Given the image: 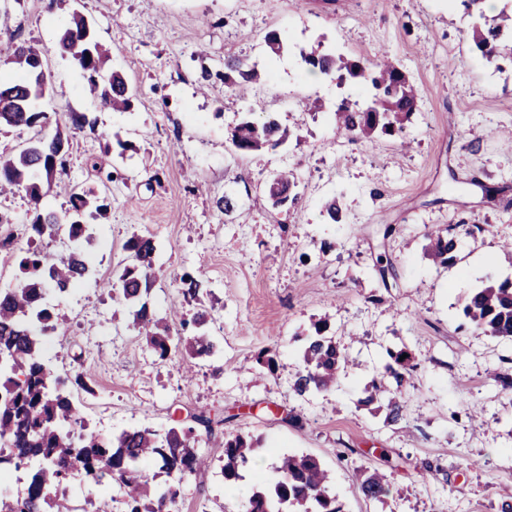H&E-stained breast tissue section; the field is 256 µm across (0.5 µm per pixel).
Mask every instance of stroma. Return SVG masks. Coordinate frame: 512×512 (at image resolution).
<instances>
[{
	"instance_id": "35a3bbf8",
	"label": "stroma",
	"mask_w": 512,
	"mask_h": 512,
	"mask_svg": "<svg viewBox=\"0 0 512 512\" xmlns=\"http://www.w3.org/2000/svg\"><path fill=\"white\" fill-rule=\"evenodd\" d=\"M0 0L12 17L0 49L33 42L45 54L47 82L59 89L52 110L94 121L71 130L65 174L45 205L64 210L75 192L107 207L93 221L91 273L67 294L47 292L60 317L44 337V356L59 374L83 373L92 392L76 396L88 428L104 436L131 428L167 429L199 412L219 418L198 446L209 468L180 487L172 512H238L278 457L304 452L334 476L343 512H496L512 499V340L465 323L471 289L512 277V64L490 66L469 37L472 18L460 0ZM82 13L112 67L134 90L126 112L104 109L82 72L58 51L72 12ZM288 46L270 57L264 36ZM321 43L345 57L395 55L416 89L417 109L404 132L354 140L336 130L341 100L365 103L363 86L316 76L298 47ZM267 75L241 97L220 80L226 54ZM214 72L207 93L202 69ZM319 100L318 111L305 109ZM275 112L285 141L235 151L243 120ZM102 163L101 170L90 166ZM293 171V203L273 207L266 187ZM500 189L486 199L482 185ZM237 198L226 214L215 201ZM337 200L339 221L324 205ZM392 235H385L386 226ZM459 235L448 266L424 254L438 227ZM135 234L156 243V314L180 324L197 310L179 278L203 279L215 305L209 333L218 355L181 361L155 357L99 286L125 258ZM396 284L384 288L378 259ZM327 321L352 362L329 391L298 396L302 335ZM407 346L417 363L399 424L366 387L387 363V349ZM271 350L275 373L257 357ZM255 442L257 468L225 481L224 440ZM432 471H425V464ZM379 470L391 486L385 502L364 498L358 470Z\"/></svg>"
}]
</instances>
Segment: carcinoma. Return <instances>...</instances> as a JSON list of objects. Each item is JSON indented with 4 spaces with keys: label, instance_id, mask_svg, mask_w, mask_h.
Masks as SVG:
<instances>
[{
    "label": "carcinoma",
    "instance_id": "1",
    "mask_svg": "<svg viewBox=\"0 0 512 512\" xmlns=\"http://www.w3.org/2000/svg\"><path fill=\"white\" fill-rule=\"evenodd\" d=\"M501 22H486L472 28L476 47L487 54L490 64L502 57L512 58V37L502 39L503 23H512V0H503L498 13ZM59 48L86 75L91 94L114 110L131 107L133 93L126 77L109 69L108 51L95 40L91 25L75 11L59 37ZM41 52L32 44L8 46L0 51L3 64L21 71L8 83H0V128L26 127L34 138L18 152L0 156V197L25 193L32 205L27 244L19 246L10 238L0 248L15 254L18 274L13 287L0 289V474L32 470L23 495L0 497V512H75L65 483L81 471L93 483L107 477L123 491L125 512H170L178 496L179 484L198 475L207 461L197 447L194 426L177 420L159 433L149 428L126 430L104 437L86 431L74 387L91 391L77 372L62 377L46 363L43 335L57 330L58 317L45 303L49 289L69 291L67 285L89 271V255L84 244L91 243L90 225L84 223L87 206L84 194L71 197V207L58 213L41 206L45 195L39 181L46 183L66 171L68 137L60 127L50 130L51 115L46 105L59 94L36 69ZM306 67L325 76H336L368 84L374 89L369 104L358 107L342 101L335 111L336 128L354 139L381 133H400L416 110V95L401 65L388 58L369 67L360 59L336 56L310 45L299 49ZM262 80L255 65L235 54L224 56V85L243 93ZM285 139L277 118L269 113L261 123L243 120L232 132L231 143L242 153L276 146ZM293 173L284 172L271 180L267 194L272 206H281L282 195L293 192ZM66 232L71 246L55 257L43 247L47 240ZM425 254L436 264L448 265L458 240L448 230L427 236ZM131 261L119 272L103 280L112 297L123 307L129 323L145 335L152 353L161 360L181 357H211L216 344L207 332L211 308L204 280L189 274L181 277L184 296L196 301L198 310L191 319L188 336L173 333L171 325L155 315L150 306L155 287L153 238L134 235L125 243ZM462 316L472 326L496 338L512 339V277L476 288L466 295ZM327 322L315 326L304 338L303 366L293 381L299 396L327 391L348 364L344 349L335 337L326 334ZM390 363L385 374L371 384L370 399H380L387 409L386 421L397 423L404 412L403 394L416 367L406 350H387ZM405 359H400V356ZM253 439L236 434L224 440V480L235 481L240 471L252 463ZM168 477L161 486L150 488L149 471ZM276 478L263 490H255L241 512H342L332 494V478L320 461L310 454H284L275 467ZM360 490L369 500L390 494L386 477L365 472Z\"/></svg>",
    "mask_w": 512,
    "mask_h": 512
}]
</instances>
